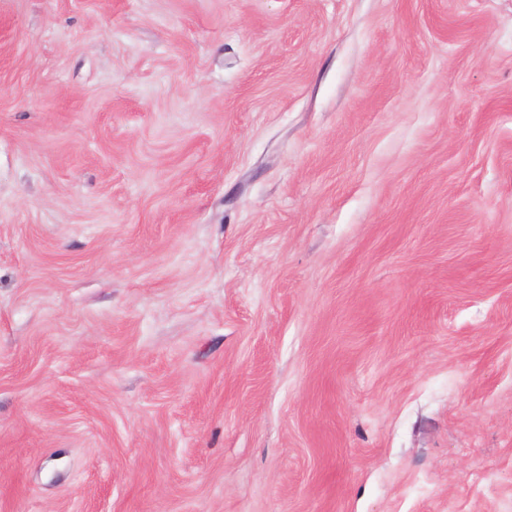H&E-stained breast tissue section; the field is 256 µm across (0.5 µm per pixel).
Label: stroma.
<instances>
[{"label": "stroma", "instance_id": "35a3bbf8", "mask_svg": "<svg viewBox=\"0 0 512 512\" xmlns=\"http://www.w3.org/2000/svg\"><path fill=\"white\" fill-rule=\"evenodd\" d=\"M0 512H512V0H0Z\"/></svg>", "mask_w": 512, "mask_h": 512}]
</instances>
